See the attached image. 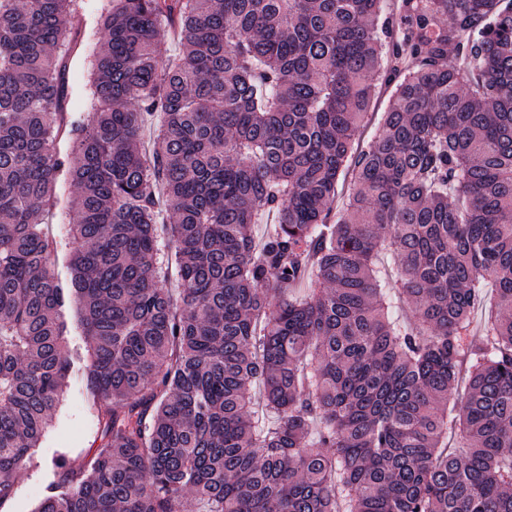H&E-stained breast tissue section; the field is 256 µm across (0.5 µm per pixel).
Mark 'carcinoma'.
Listing matches in <instances>:
<instances>
[{
	"label": "carcinoma",
	"instance_id": "1",
	"mask_svg": "<svg viewBox=\"0 0 512 512\" xmlns=\"http://www.w3.org/2000/svg\"><path fill=\"white\" fill-rule=\"evenodd\" d=\"M109 2L63 151L78 0H0V508L72 303L100 444L34 512H512V0ZM393 87H389L383 84H378L376 88V102L373 109L369 112L364 122V129L362 131L360 140L355 147L358 149L365 148L370 143L372 137L375 135L380 127L382 114L386 105L388 104L389 96ZM74 197V188L68 180L62 178L44 216V222L47 223L45 227L50 235L56 234L59 225L68 224L70 204Z\"/></svg>",
	"mask_w": 512,
	"mask_h": 512
}]
</instances>
